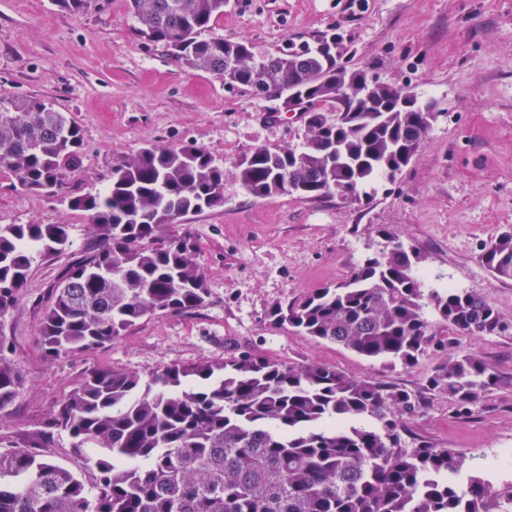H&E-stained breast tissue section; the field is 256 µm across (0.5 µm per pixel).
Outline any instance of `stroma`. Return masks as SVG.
<instances>
[{
	"instance_id": "1",
	"label": "stroma",
	"mask_w": 512,
	"mask_h": 512,
	"mask_svg": "<svg viewBox=\"0 0 512 512\" xmlns=\"http://www.w3.org/2000/svg\"><path fill=\"white\" fill-rule=\"evenodd\" d=\"M136 25L127 0H103L81 15L53 0H0V101L41 98L84 135L83 165L63 193L23 188L0 168V225L64 224L71 241L65 252L37 258L18 303L0 319L6 355L25 379L0 409V450L32 446L54 408L95 370L148 374L256 351L421 392L433 355L392 367L265 324L274 303L348 280L386 232L421 254L422 273L483 296L512 323V280L496 279L480 261L490 240L512 230V0H227L210 35L250 42L266 55L333 29L356 68L431 104L435 119L417 154L361 203L249 195L235 162L258 146L301 147L305 121L287 113L270 120V101L187 68L141 39ZM149 145L192 146L224 167L223 205L168 229L192 233L210 302L142 319L104 347L47 357L40 330L51 290L95 241L88 214L64 198L102 191L113 166ZM446 336L454 349L478 351L504 381L467 414L447 397L430 398L408 416L405 438L480 454L479 469L510 479L491 463L512 448V326L479 339ZM46 447L95 488L67 432H55Z\"/></svg>"
}]
</instances>
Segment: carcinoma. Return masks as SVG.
I'll return each instance as SVG.
<instances>
[{"label": "carcinoma", "mask_w": 512, "mask_h": 512, "mask_svg": "<svg viewBox=\"0 0 512 512\" xmlns=\"http://www.w3.org/2000/svg\"><path fill=\"white\" fill-rule=\"evenodd\" d=\"M81 14L96 0H53ZM227 0H128L137 33L187 67L222 75L259 94L274 84L336 112L307 115L301 148L259 146L235 164L251 195L370 200L419 150L435 113L407 112L404 87L367 83L327 31L290 44L256 71L253 47L204 38ZM83 156L80 126L45 101H0V167L25 188H64ZM90 215L97 245L68 268L45 309L41 345L49 357L119 339L144 317L190 313L210 297L188 233L160 245L156 233L224 202V167L191 146L145 147L112 168L104 191L65 197ZM70 245L65 224L0 225V318L18 302L36 256ZM481 260L512 280V231ZM418 254L391 235L349 281L278 303L268 328L328 341L403 368L435 344V327L473 338L504 328L498 310L460 288L428 286ZM0 336V409L23 376ZM501 383L476 352L443 350L428 390L461 413ZM423 397L350 376L317 361L286 364L242 351L217 361L168 365L148 375L94 371L51 413L45 440L68 433L90 452L97 494L70 470L30 448L0 451V512H512V480L494 484L466 458L421 442L406 445L404 416Z\"/></svg>", "instance_id": "obj_1"}]
</instances>
